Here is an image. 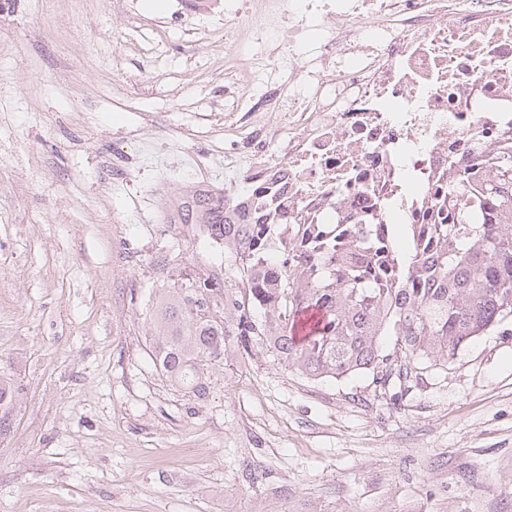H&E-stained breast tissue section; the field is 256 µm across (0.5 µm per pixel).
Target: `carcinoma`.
<instances>
[{"label":"carcinoma","instance_id":"obj_1","mask_svg":"<svg viewBox=\"0 0 512 512\" xmlns=\"http://www.w3.org/2000/svg\"><path fill=\"white\" fill-rule=\"evenodd\" d=\"M454 169L431 224H273V195L245 218L224 196L186 193L178 223L224 242V271L161 254L151 289L155 369L201 398L211 374L266 353L309 379L363 374L399 404L475 338L512 315V144ZM17 388L0 376V435Z\"/></svg>","mask_w":512,"mask_h":512}]
</instances>
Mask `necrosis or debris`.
Segmentation results:
<instances>
[{
  "instance_id": "necrosis-or-debris-1",
  "label": "necrosis or debris",
  "mask_w": 512,
  "mask_h": 512,
  "mask_svg": "<svg viewBox=\"0 0 512 512\" xmlns=\"http://www.w3.org/2000/svg\"><path fill=\"white\" fill-rule=\"evenodd\" d=\"M238 117L215 160L278 224L428 223L448 162L512 142V0H241L224 8Z\"/></svg>"
}]
</instances>
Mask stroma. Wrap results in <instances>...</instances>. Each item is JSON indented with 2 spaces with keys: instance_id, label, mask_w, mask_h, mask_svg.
<instances>
[{
  "instance_id": "stroma-1",
  "label": "stroma",
  "mask_w": 512,
  "mask_h": 512,
  "mask_svg": "<svg viewBox=\"0 0 512 512\" xmlns=\"http://www.w3.org/2000/svg\"><path fill=\"white\" fill-rule=\"evenodd\" d=\"M224 29L185 0L0 6V512H512V316L401 405L265 354L196 399L145 343L181 151L224 143ZM17 388L10 377L0 376V435L7 431L17 406Z\"/></svg>"
}]
</instances>
